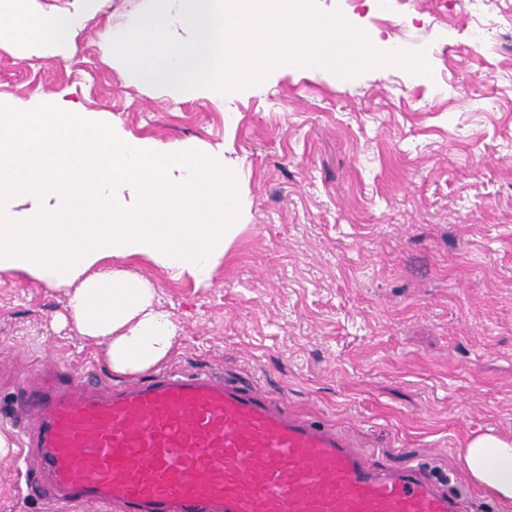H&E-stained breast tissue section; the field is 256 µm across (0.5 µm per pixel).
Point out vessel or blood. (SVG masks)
<instances>
[{
    "label": "vessel or blood",
    "mask_w": 512,
    "mask_h": 512,
    "mask_svg": "<svg viewBox=\"0 0 512 512\" xmlns=\"http://www.w3.org/2000/svg\"><path fill=\"white\" fill-rule=\"evenodd\" d=\"M8 417L35 423L39 492L59 512L463 510L420 467H376L331 427L205 370L116 389L63 365L42 386L20 385Z\"/></svg>",
    "instance_id": "obj_1"
}]
</instances>
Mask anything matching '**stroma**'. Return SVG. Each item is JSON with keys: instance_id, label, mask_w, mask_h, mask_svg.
<instances>
[{"instance_id": "1", "label": "stroma", "mask_w": 512, "mask_h": 512, "mask_svg": "<svg viewBox=\"0 0 512 512\" xmlns=\"http://www.w3.org/2000/svg\"><path fill=\"white\" fill-rule=\"evenodd\" d=\"M141 4L106 0L61 54L23 58L0 43V99L67 93L131 137L223 146L240 171L243 228L209 286L145 258L118 263L180 327L166 366L255 385L382 467L423 465L480 512H512L459 459L475 434L512 437V0H492L498 26L478 48L475 15L450 0H317L379 51L424 52L432 79L292 67L220 103L174 102L103 63L100 32ZM66 300L0 272L2 431L12 378L39 359L133 380L56 325ZM25 469L0 462V512H54L17 498Z\"/></svg>"}]
</instances>
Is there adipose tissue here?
<instances>
[{"label":"adipose tissue","mask_w":512,"mask_h":512,"mask_svg":"<svg viewBox=\"0 0 512 512\" xmlns=\"http://www.w3.org/2000/svg\"><path fill=\"white\" fill-rule=\"evenodd\" d=\"M102 2L70 0L45 16L36 0H0V42L25 55L64 52ZM236 179L220 148L163 151L62 97L0 101V272L66 289L64 324L102 345L113 371L147 370L171 352L179 326L151 282L102 262L143 256L209 285L241 230ZM463 464L512 502L511 440L475 435Z\"/></svg>","instance_id":"adipose-tissue-1"}]
</instances>
